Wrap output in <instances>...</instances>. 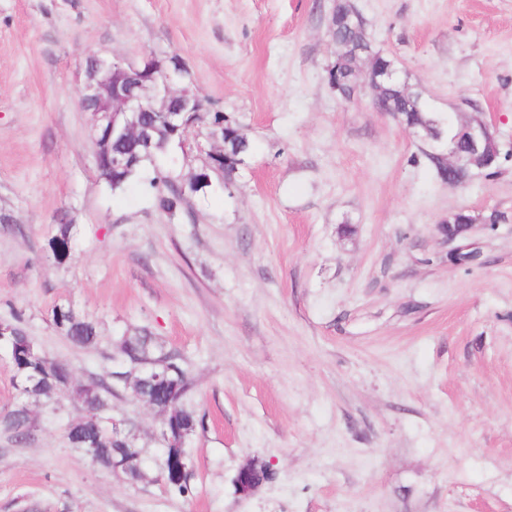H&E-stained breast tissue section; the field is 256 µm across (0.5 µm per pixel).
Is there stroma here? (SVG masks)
<instances>
[{
	"label": "stroma",
	"instance_id": "stroma-1",
	"mask_svg": "<svg viewBox=\"0 0 512 512\" xmlns=\"http://www.w3.org/2000/svg\"><path fill=\"white\" fill-rule=\"evenodd\" d=\"M353 2L430 111L484 118L496 168L442 183L369 88L341 99L334 0H0V321L78 384L123 369L120 338L146 330L190 370L202 421L182 494L132 391L112 415L144 448L134 485L69 446L71 400L30 403L32 440L0 431V512H512V0ZM97 51L179 56L204 112L252 143L232 191L171 219L98 179L79 106ZM461 208L500 216L466 264L437 238ZM59 305L97 344L55 331ZM252 458L273 476L243 497ZM56 226V234L49 241V248L54 259L61 262L70 252L71 224L63 222V219H61Z\"/></svg>",
	"mask_w": 512,
	"mask_h": 512
}]
</instances>
